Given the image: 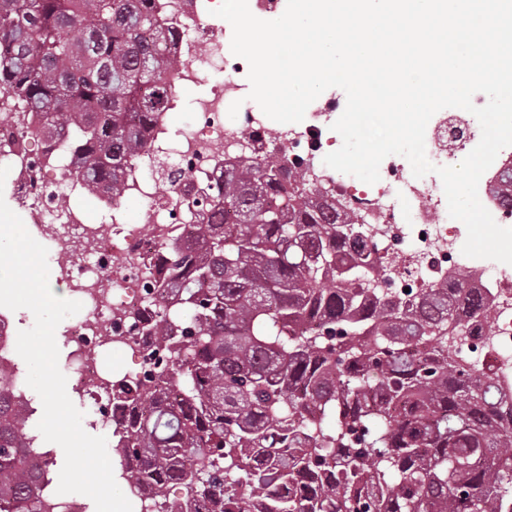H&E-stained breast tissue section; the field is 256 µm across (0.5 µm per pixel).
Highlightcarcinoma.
I'll list each match as a JSON object with an SVG mask.
<instances>
[{
  "mask_svg": "<svg viewBox=\"0 0 512 512\" xmlns=\"http://www.w3.org/2000/svg\"><path fill=\"white\" fill-rule=\"evenodd\" d=\"M162 14L161 0H0V112L44 113L87 194L115 205L175 92ZM490 193L512 202V167ZM193 205V243L167 247L180 306L153 327L154 380L123 386L115 452L132 482L184 484L195 512H512L508 401L450 341L461 305L491 318L479 285L370 287L360 270L385 260L352 250L356 217L274 153L224 167ZM26 419L0 395V512H42L52 461L29 456Z\"/></svg>",
  "mask_w": 512,
  "mask_h": 512,
  "instance_id": "cac0c4a2",
  "label": "carcinoma"
}]
</instances>
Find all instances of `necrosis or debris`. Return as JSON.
Returning a JSON list of instances; mask_svg holds the SVG:
<instances>
[{"label":"necrosis or debris","instance_id":"4bbe7bcc","mask_svg":"<svg viewBox=\"0 0 512 512\" xmlns=\"http://www.w3.org/2000/svg\"><path fill=\"white\" fill-rule=\"evenodd\" d=\"M221 0H165V14L179 26L176 48L179 89L198 84L202 75L223 72L222 83L197 96L181 122L178 94L159 112L147 152L131 163L127 198L140 210L130 223L122 207L100 202L111 212L109 225L91 223L86 209L74 206L83 196L81 179L58 141L36 135L33 112L0 114V167H9L7 187L27 215V230L52 248L51 274L67 281L82 309L60 330L62 365L74 397L92 407L83 419L86 428L101 432L108 447H117L127 424L128 406L113 389L121 380H139L149 371L146 356L155 349L152 330L170 307L162 284L166 279L164 249L187 239L197 218L185 205L196 190L220 174L225 160H251L275 152L300 160L308 185L327 196L357 200L356 229L378 254L405 253V266L386 271L396 289L419 293L453 274L478 278L487 289L494 326L472 324L457 344L476 366L492 363L496 381L512 388V268L462 254L466 240L459 222L448 214L442 184L435 174L417 178L409 162L391 155L380 166V179L360 188L356 177L327 167L323 158L333 144L332 96L313 101L298 123H279L241 104L236 119L227 114L239 102L246 62L230 48L229 23L213 16ZM172 156L182 176L161 187L149 173L159 154ZM30 311L0 307V367L6 368L28 417V446L32 455L45 453L37 428L40 401L26 383L27 366L16 352L18 331L30 329ZM130 355L134 367L112 371L106 354Z\"/></svg>","mask_w":512,"mask_h":512}]
</instances>
